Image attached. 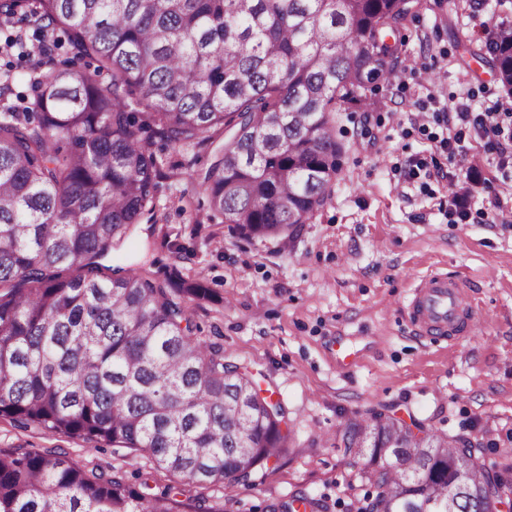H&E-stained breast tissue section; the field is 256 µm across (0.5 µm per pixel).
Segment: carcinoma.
<instances>
[{"instance_id":"1","label":"carcinoma","mask_w":512,"mask_h":512,"mask_svg":"<svg viewBox=\"0 0 512 512\" xmlns=\"http://www.w3.org/2000/svg\"><path fill=\"white\" fill-rule=\"evenodd\" d=\"M419 0H0L5 45L27 29L73 58L0 107V418L17 428L143 451L180 486L87 470L54 449L0 448V512H227L178 499L223 489L287 452L283 405L224 348L193 336L170 289L112 255L152 211L158 136L223 145L200 186L210 220L245 240L292 239L331 196L341 148L332 113L398 74L396 33ZM512 94V40L489 46ZM375 412L336 447L364 460L357 512H497L512 483L463 437ZM472 460L448 502V460ZM292 496L270 512H315Z\"/></svg>"}]
</instances>
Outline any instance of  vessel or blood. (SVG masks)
I'll list each match as a JSON object with an SVG mask.
<instances>
[{
    "mask_svg": "<svg viewBox=\"0 0 512 512\" xmlns=\"http://www.w3.org/2000/svg\"><path fill=\"white\" fill-rule=\"evenodd\" d=\"M407 315L420 336L459 341L470 338L477 319L466 278L458 273H434L414 288Z\"/></svg>",
    "mask_w": 512,
    "mask_h": 512,
    "instance_id": "b4317fda",
    "label": "vessel or blood"
}]
</instances>
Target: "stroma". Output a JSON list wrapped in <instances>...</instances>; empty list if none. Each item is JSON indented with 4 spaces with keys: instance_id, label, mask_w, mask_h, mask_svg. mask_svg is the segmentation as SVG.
I'll return each mask as SVG.
<instances>
[{
    "instance_id": "obj_1",
    "label": "stroma",
    "mask_w": 512,
    "mask_h": 512,
    "mask_svg": "<svg viewBox=\"0 0 512 512\" xmlns=\"http://www.w3.org/2000/svg\"><path fill=\"white\" fill-rule=\"evenodd\" d=\"M512 22V0H462L446 13L429 0L401 28L398 77L334 115L340 170L330 198L288 244L248 241L207 221L198 181L216 147L177 148L154 139L163 166L150 214L108 259L177 287L199 282L205 299L181 302L200 340L223 345L288 413L294 442L278 464L258 468L232 502L222 489L186 487L184 499L266 512L302 492L320 512H356L371 486L361 459L344 455L336 432L384 412L450 436H475L480 455L512 479V153L501 133L467 128L463 158L440 141L459 103L473 113L512 99L486 44ZM436 72L438 81L427 78ZM481 160L469 171L466 157ZM462 272L472 283L478 326L454 343L415 336L405 304L422 277ZM358 350L350 367L336 345ZM58 448L86 469L119 472L130 484H177L147 453L94 448L24 431L0 419V448Z\"/></svg>"
}]
</instances>
